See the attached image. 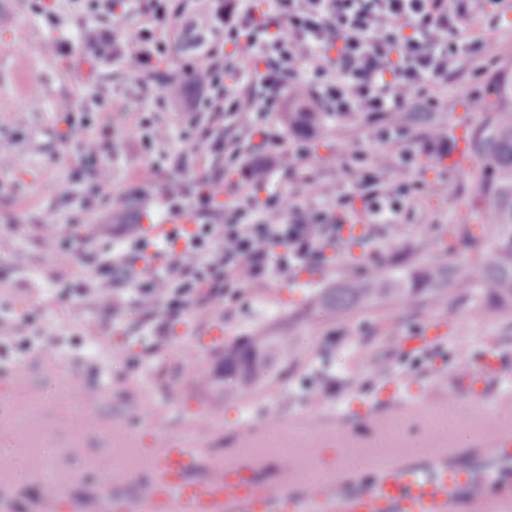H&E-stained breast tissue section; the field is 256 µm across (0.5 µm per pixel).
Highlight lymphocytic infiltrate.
Returning a JSON list of instances; mask_svg holds the SVG:
<instances>
[{"instance_id":"lymphocytic-infiltrate-1","label":"lymphocytic infiltrate","mask_w":512,"mask_h":512,"mask_svg":"<svg viewBox=\"0 0 512 512\" xmlns=\"http://www.w3.org/2000/svg\"><path fill=\"white\" fill-rule=\"evenodd\" d=\"M143 23L128 45H120L100 29L96 15L113 10V0H87L84 41L99 55L143 72L167 51L175 31L165 24L167 0H122ZM240 0L234 21L223 37L212 38L204 52L189 63L198 84L206 88L202 103H186L164 90L158 105L173 111L175 125L142 119L146 144L161 153L182 155L174 129L183 139L200 133L210 152L227 154L250 180L265 179L266 170L253 160L244 142L228 143L220 129L231 122L249 131L269 113L281 111L285 90H301L310 111L324 112L340 129L356 115L375 125L380 148L368 160L347 163L344 185L330 184L311 174L294 177L288 195L294 217L282 222L273 198L259 199L242 184L230 190L226 206L216 208L209 193L185 204L180 189L162 195L167 210L190 208L199 225L181 227L150 240L140 225L117 227L111 241L87 254L85 261L112 281V310L126 306L123 285L139 290V304L158 335L186 316H201L213 296L229 288L258 286L270 272L291 274L325 260L327 248L342 243L343 226L335 210L361 200L368 226L397 224L414 201L417 186L391 179L397 167L416 164L420 153L448 145L444 129L430 127L415 139L405 121L406 107L416 97H435L450 73L475 65L496 40L488 13L512 11V0ZM236 50L229 65L217 58L224 44ZM246 78L247 91L228 87V80ZM68 135L79 148L92 184L81 203L93 209L105 199L110 182L112 143L89 133L86 118L62 104ZM158 265L140 266L147 248Z\"/></svg>"}]
</instances>
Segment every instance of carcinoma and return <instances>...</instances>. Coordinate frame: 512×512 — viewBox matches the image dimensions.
I'll return each mask as SVG.
<instances>
[{
	"label": "carcinoma",
	"instance_id": "1",
	"mask_svg": "<svg viewBox=\"0 0 512 512\" xmlns=\"http://www.w3.org/2000/svg\"><path fill=\"white\" fill-rule=\"evenodd\" d=\"M485 94L493 96L491 109L466 137L463 170L474 182L465 207L477 221L479 231L464 225L461 246L482 254L484 238L494 241L492 254L476 259L460 277L441 264L425 270L373 269L368 277L347 273L336 288L323 291L309 312L349 310L370 299L389 294L415 301L433 290L443 278L448 284L468 290L512 309V65L500 69L488 83ZM316 125L308 112L288 113V129L301 134ZM293 336H249L224 347V389L246 391L268 375V364L277 354H290Z\"/></svg>",
	"mask_w": 512,
	"mask_h": 512
}]
</instances>
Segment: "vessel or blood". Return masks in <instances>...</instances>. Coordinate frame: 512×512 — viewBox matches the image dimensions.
Here are the masks:
<instances>
[{
	"label": "vessel or blood",
	"instance_id": "b4317fda",
	"mask_svg": "<svg viewBox=\"0 0 512 512\" xmlns=\"http://www.w3.org/2000/svg\"><path fill=\"white\" fill-rule=\"evenodd\" d=\"M512 380L507 363L493 350L480 361L461 360L448 389V414L453 423L467 421L468 402L461 396L470 389L482 395L486 386L500 387L502 404L512 403V393L502 390ZM387 408L427 417L422 401L405 396L404 384L389 381L379 398L359 409L357 416L370 419L381 441H388L395 421L382 417ZM482 443L490 447L512 444V430L487 416L478 429ZM147 454L160 479L138 500L137 512H154L158 499H165L168 512H458L460 497H467L474 512H512V457L489 461V480L469 479L438 456L426 464L376 463L377 478L370 490L349 492L341 482H325L302 475L298 461H289L271 483L254 479L257 458L239 456L211 464L204 479H193L199 453L178 442L148 449Z\"/></svg>",
	"mask_w": 512,
	"mask_h": 512
}]
</instances>
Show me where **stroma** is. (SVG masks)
<instances>
[{
	"label": "stroma",
	"mask_w": 512,
	"mask_h": 512,
	"mask_svg": "<svg viewBox=\"0 0 512 512\" xmlns=\"http://www.w3.org/2000/svg\"><path fill=\"white\" fill-rule=\"evenodd\" d=\"M33 5L22 15L14 0H0V152L11 160L0 169V319L19 334L0 362L19 361L31 373L23 389L0 377V512H42L45 481L64 495L58 512H100L105 496L111 512H131L144 487L157 479L144 451L159 438L150 417L160 410L168 413L171 437L201 450L208 461L226 457L242 424L261 425L268 415H277L280 427L265 434L253 454L275 447L306 457L331 478L341 456L337 436L297 428L292 421L333 417L370 396L385 376L372 359L383 353L386 338L433 336L427 348L404 349L388 360L389 373L418 386L420 399L429 403L436 400L437 381L452 373L465 352L493 344L512 361V311L489 302L476 307L474 296L451 288L424 295L418 304L388 295L316 320L303 313L314 291L337 287L342 272L353 267L375 262L419 269L438 261L456 267L470 262L458 239L467 215L460 200L473 193L474 183L463 171L442 165L395 168L394 179L411 177L424 185L401 224L369 229L363 246H342L338 258L301 269L303 287H283L281 276L271 274L265 288L244 289L231 301L216 299L212 316L178 324L166 336L143 327L133 286L122 289L128 306L119 317L112 314L111 294L90 299L97 281L79 257L92 249L95 237L111 234L116 224L161 223L166 216L159 204L162 189L196 182L205 170L222 172L228 185L245 176L227 168L223 156H210L203 168L190 153L181 165L158 171L144 199H129L128 184L154 155L143 143L138 118L152 107L160 88L153 78L136 76L121 64L94 65L84 54H70L80 30L69 0H33ZM498 24L503 38L496 52L486 56L480 70L449 75L446 100L431 110L450 142H457L458 130L480 121V113L471 109L475 92L484 91L500 61H512V12ZM61 101L70 102L74 112L91 113L92 134L112 139L109 204L83 224L71 221L80 205L71 189L88 178L75 171L77 149L55 113ZM272 130L280 145L268 142ZM241 136L256 157L273 156L269 176L252 190L278 197L286 216L294 175L311 169L320 179L339 183L346 163L376 147L365 120L351 135L321 124L301 140L310 152L306 159L294 154L299 140L282 114L245 134L225 125V140ZM48 239L70 247L71 263L47 253ZM215 328L222 329L223 338L208 342ZM42 332L58 336L60 346L29 348V337ZM256 334L293 336L298 344L288 357L273 358L264 384L225 397L223 384L212 380L220 372L224 347ZM193 343L199 350L188 363L182 349ZM74 388L92 392L93 400L71 398ZM311 389L324 391V400L308 402ZM470 432L467 426L449 429L444 418L406 422L398 427L395 454L424 460L444 443L450 463L481 476L498 451L469 443ZM25 472L40 475V482L22 480Z\"/></svg>",
	"instance_id": "obj_1"
}]
</instances>
